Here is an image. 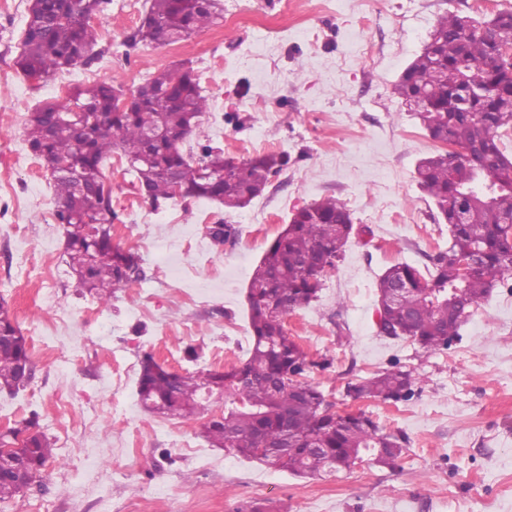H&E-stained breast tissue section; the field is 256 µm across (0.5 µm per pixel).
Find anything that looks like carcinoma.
<instances>
[{
  "mask_svg": "<svg viewBox=\"0 0 512 512\" xmlns=\"http://www.w3.org/2000/svg\"><path fill=\"white\" fill-rule=\"evenodd\" d=\"M111 0H30L16 65L28 79L44 82L92 60L96 45L91 21L103 15ZM148 8L131 39L166 46L190 38L223 18L218 0H146ZM512 10L498 11L483 22L448 13L439 18L430 41L405 68L396 93L409 107L422 97L416 116L429 136L455 145L459 155L437 153L416 166L418 185L434 201L448 224V248L431 259L422 273L409 263L388 267L380 276L378 303L384 306L380 332L409 338L426 351L444 350L459 338L464 313L475 309L493 289L512 287V157L500 130L512 129ZM471 74L482 84L470 111L458 106L460 90ZM131 105L119 111V90L101 82L76 87L65 105L46 104L29 113L25 137L32 154L49 173L58 223L66 228V264L77 287L101 304L121 284L142 273L138 254L113 243L110 226L117 218L105 189L103 164L123 156L138 191L158 206L174 199L173 183L183 197L244 208L260 196L272 176L288 164L282 154L233 159L224 149L200 143L185 152L182 144L206 110V96L190 66L160 71L145 79ZM81 109L100 116L95 125L56 129L62 113ZM162 127L173 138L151 143L148 127ZM78 172L76 186L67 170ZM97 227L89 232L85 225ZM353 232L346 206L325 198L300 208L254 267L247 302L252 331L250 356L238 365L205 372H174L152 355L140 361L137 394L149 410L167 418L195 416L204 393L224 392V415L200 425V436L246 460L300 476L325 468L349 469L363 456L395 467L404 440L387 433L359 413L341 415L329 409L324 392L306 380L314 368H325L288 335L289 314L319 298L326 276L336 268ZM474 252L480 264L464 273L460 259ZM396 283L403 291L389 298ZM33 377L27 339L8 306L0 303V391L17 392ZM418 378L398 364L367 378L350 380L345 396L385 403L415 395ZM37 414L0 435L22 455V481L0 478V502L41 482L54 455V443L36 423Z\"/></svg>",
  "mask_w": 512,
  "mask_h": 512,
  "instance_id": "obj_1",
  "label": "carcinoma"
}]
</instances>
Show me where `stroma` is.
I'll return each mask as SVG.
<instances>
[{"instance_id": "35a3bbf8", "label": "stroma", "mask_w": 512, "mask_h": 512, "mask_svg": "<svg viewBox=\"0 0 512 512\" xmlns=\"http://www.w3.org/2000/svg\"><path fill=\"white\" fill-rule=\"evenodd\" d=\"M218 24L168 46L133 42L145 0H112L93 19L94 60L43 83L26 79L20 52L29 0H0V298L30 347L34 377L0 393V432L37 414L55 442L42 489L0 512H242L270 499L282 512H512V290L494 289L448 349L427 351L379 334L376 283L406 262L429 266L448 227L415 179L439 151L394 87L439 17L478 20L512 0H220ZM191 63L209 97L198 139L239 159L287 154L288 164L249 206L207 199L153 208L132 175L104 164L117 218L112 240L141 258L143 276L109 304L80 293L66 264L50 177L24 136L29 112L59 102L58 88L108 82L133 89ZM344 203L353 234L318 301L286 329L315 360L336 412L363 410L407 439L396 467L372 459L301 478L209 447L204 415L145 411L136 377L116 383V360L144 355L178 372L240 363L251 346L246 288L254 266L300 208ZM231 228L223 244L201 218ZM197 361H188V350ZM420 383L406 402L352 400L343 387L393 362Z\"/></svg>"}]
</instances>
